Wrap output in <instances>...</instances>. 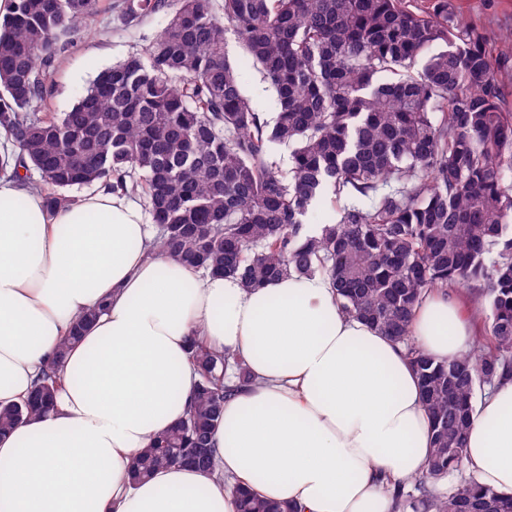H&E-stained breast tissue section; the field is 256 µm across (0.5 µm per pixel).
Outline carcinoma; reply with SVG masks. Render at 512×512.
Instances as JSON below:
<instances>
[{
    "instance_id": "carcinoma-1",
    "label": "carcinoma",
    "mask_w": 512,
    "mask_h": 512,
    "mask_svg": "<svg viewBox=\"0 0 512 512\" xmlns=\"http://www.w3.org/2000/svg\"><path fill=\"white\" fill-rule=\"evenodd\" d=\"M127 25L164 15L141 51L102 70L66 112L49 77L103 14L99 0H15L0 21V127L52 208L105 184L145 199L159 251L247 288L319 272L341 311L406 346L431 417L428 470L399 485L395 512H512V495L462 477L475 393L512 374V113L488 37L433 0H118ZM273 92L269 121L243 89L228 36ZM421 70H416L417 65ZM291 148L288 171L276 148ZM330 195L337 216L312 230ZM488 301V337L437 361L416 349L426 292ZM74 331L0 433L47 412ZM199 374L186 415L134 458L131 480L178 464L217 467L224 399L250 383L243 358L190 346ZM237 512H293L239 489Z\"/></svg>"
}]
</instances>
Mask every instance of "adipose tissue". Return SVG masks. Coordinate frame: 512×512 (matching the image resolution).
Instances as JSON below:
<instances>
[{
    "label": "adipose tissue",
    "mask_w": 512,
    "mask_h": 512,
    "mask_svg": "<svg viewBox=\"0 0 512 512\" xmlns=\"http://www.w3.org/2000/svg\"><path fill=\"white\" fill-rule=\"evenodd\" d=\"M54 410L0 436V512H236L250 488L297 512H394L422 473L428 411L403 346L343 315L330 280L288 274L258 289L158 252L139 202L97 186L68 206L0 175V408L21 403L88 310ZM411 331L439 361L462 356L482 318L427 293ZM242 356L252 378L224 403L218 473L134 455L185 416L199 376L189 339ZM464 467L512 494V377L477 406Z\"/></svg>",
    "instance_id": "obj_1"
}]
</instances>
